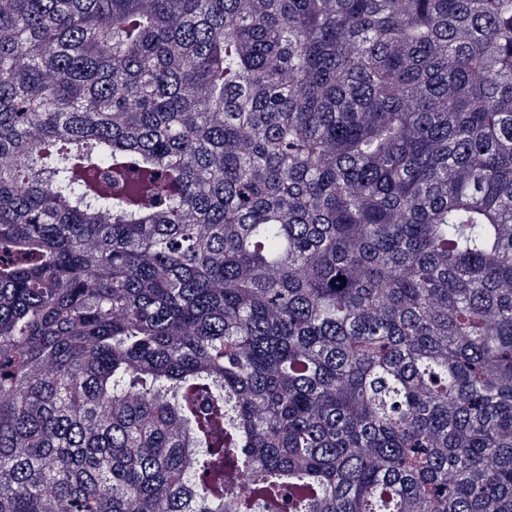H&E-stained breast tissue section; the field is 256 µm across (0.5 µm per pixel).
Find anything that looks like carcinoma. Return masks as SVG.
<instances>
[{"label":"carcinoma","mask_w":512,"mask_h":512,"mask_svg":"<svg viewBox=\"0 0 512 512\" xmlns=\"http://www.w3.org/2000/svg\"><path fill=\"white\" fill-rule=\"evenodd\" d=\"M0 512H512V0H0Z\"/></svg>","instance_id":"1"}]
</instances>
